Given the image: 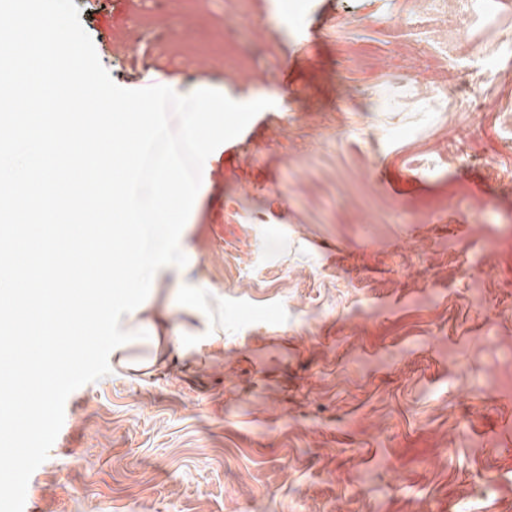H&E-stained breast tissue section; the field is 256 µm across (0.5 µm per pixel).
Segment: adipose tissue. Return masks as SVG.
Segmentation results:
<instances>
[{
	"instance_id": "adipose-tissue-1",
	"label": "adipose tissue",
	"mask_w": 512,
	"mask_h": 512,
	"mask_svg": "<svg viewBox=\"0 0 512 512\" xmlns=\"http://www.w3.org/2000/svg\"><path fill=\"white\" fill-rule=\"evenodd\" d=\"M157 280H169L177 293L182 318L176 319L161 309L157 299L135 314H119L120 327L136 329L151 325L156 333V343H132L115 350L114 364L125 371H145L165 364L170 344L181 342L186 346L204 343L218 347L224 343V329L210 311L209 290L205 285L190 277L188 271L180 270L177 263L156 271Z\"/></svg>"
}]
</instances>
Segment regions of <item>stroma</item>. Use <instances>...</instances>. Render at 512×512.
<instances>
[{
  "instance_id": "35a3bbf8",
  "label": "stroma",
  "mask_w": 512,
  "mask_h": 512,
  "mask_svg": "<svg viewBox=\"0 0 512 512\" xmlns=\"http://www.w3.org/2000/svg\"><path fill=\"white\" fill-rule=\"evenodd\" d=\"M402 2L74 0L120 87L291 94L211 154L189 217L223 346L78 388L24 512H512L508 294L473 302L512 270V188L486 176L512 168V83L479 112L407 89L372 111L400 76L453 73ZM448 17L495 65L480 49L512 7Z\"/></svg>"
}]
</instances>
